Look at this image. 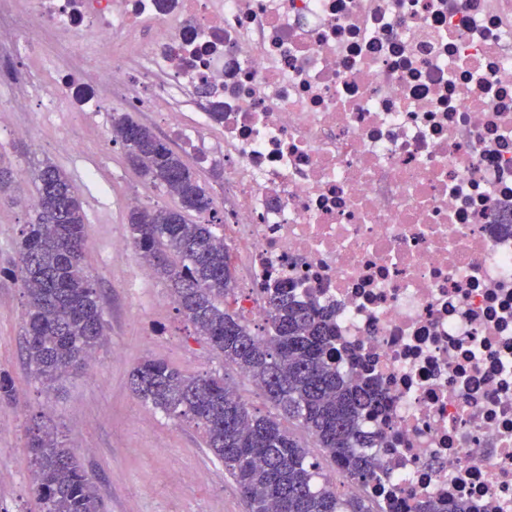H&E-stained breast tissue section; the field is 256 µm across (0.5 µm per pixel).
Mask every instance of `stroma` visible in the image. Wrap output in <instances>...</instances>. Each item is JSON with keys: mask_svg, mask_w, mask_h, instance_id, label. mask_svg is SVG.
Masks as SVG:
<instances>
[{"mask_svg": "<svg viewBox=\"0 0 512 512\" xmlns=\"http://www.w3.org/2000/svg\"><path fill=\"white\" fill-rule=\"evenodd\" d=\"M77 66L44 35L36 51L0 59V160L21 179L42 162L68 174L84 203L85 261L107 321V337L91 366L44 391L21 354L25 298L12 273L32 211L1 199L0 378L13 386L16 398L0 401V512H39L27 432L36 419L74 448L108 512H244L235 484L204 447L200 431L145 406L131 389V373L145 356L189 375L220 373L224 365L134 250H112L113 240L128 237V196H142L149 206L172 200L129 166L120 145L105 138L111 113L44 110L56 75ZM18 91L28 111H10ZM19 127L25 135H16ZM64 139L72 150L60 149Z\"/></svg>", "mask_w": 512, "mask_h": 512, "instance_id": "obj_1", "label": "stroma"}]
</instances>
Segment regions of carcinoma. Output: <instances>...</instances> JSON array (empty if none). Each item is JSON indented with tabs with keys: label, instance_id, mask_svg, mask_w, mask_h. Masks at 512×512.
I'll list each match as a JSON object with an SVG mask.
<instances>
[{
	"label": "carcinoma",
	"instance_id": "1",
	"mask_svg": "<svg viewBox=\"0 0 512 512\" xmlns=\"http://www.w3.org/2000/svg\"><path fill=\"white\" fill-rule=\"evenodd\" d=\"M112 141L122 144L130 166L174 199L172 206L129 209V243L167 283L195 333L274 412L257 413L223 376L187 375L150 356L133 369V392L145 405L201 430L245 512H374L366 499L336 491L304 441L312 439L346 479L374 473L368 449L377 441L362 421L381 402L367 384L347 379L331 362V312L287 288H268L265 327L255 332L228 302L236 295L235 269L197 174L128 112L112 116ZM31 180L34 215L17 243L15 276L25 297L24 359L49 391L67 373L89 365L104 338V311L85 262L80 196L51 162L38 166ZM194 214L209 219L194 221ZM30 444L41 512H105L96 484L56 432L38 427Z\"/></svg>",
	"mask_w": 512,
	"mask_h": 512
}]
</instances>
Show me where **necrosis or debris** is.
<instances>
[{
  "instance_id": "obj_1",
  "label": "necrosis or debris",
  "mask_w": 512,
  "mask_h": 512,
  "mask_svg": "<svg viewBox=\"0 0 512 512\" xmlns=\"http://www.w3.org/2000/svg\"><path fill=\"white\" fill-rule=\"evenodd\" d=\"M22 17L111 54L61 78L53 112L100 89L204 97L201 164L224 137V241L248 321L285 285L335 312L333 360L382 399L375 512L432 499L512 512V0H24Z\"/></svg>"
}]
</instances>
